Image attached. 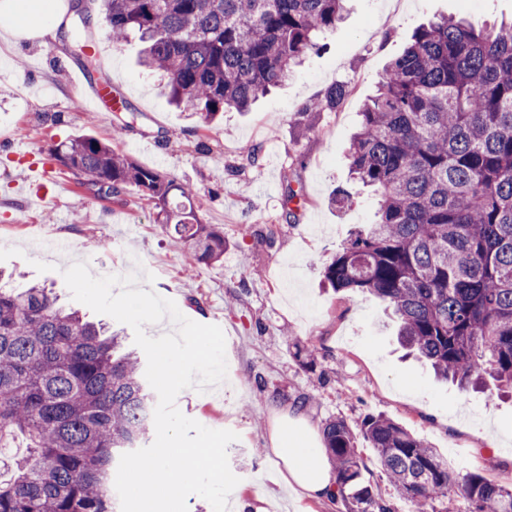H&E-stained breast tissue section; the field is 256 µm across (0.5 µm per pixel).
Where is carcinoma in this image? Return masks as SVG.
I'll return each mask as SVG.
<instances>
[{
	"mask_svg": "<svg viewBox=\"0 0 512 512\" xmlns=\"http://www.w3.org/2000/svg\"><path fill=\"white\" fill-rule=\"evenodd\" d=\"M112 43L136 36L140 65L206 129L246 112L301 66L343 20L347 0H99ZM337 83L301 113L334 109ZM114 135L135 117L118 103ZM80 187L120 199L140 187L190 264L224 257V233L195 213L198 190L140 166L91 134L49 149ZM349 172L376 196L378 221L323 267L336 291L386 303L400 343L460 389L491 378L512 389V21L476 29L441 17L419 27L361 112ZM156 392L120 333L58 305L47 287L0 276V450L27 454L0 481V512H115L111 472L153 425ZM360 432L400 496L420 512L463 498L472 512H512V488L457 475L399 423L367 416ZM346 512H393L362 481L357 435L323 428Z\"/></svg>",
	"mask_w": 512,
	"mask_h": 512,
	"instance_id": "carcinoma-1",
	"label": "carcinoma"
}]
</instances>
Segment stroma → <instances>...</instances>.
Listing matches in <instances>:
<instances>
[{
  "instance_id": "obj_1",
  "label": "stroma",
  "mask_w": 512,
  "mask_h": 512,
  "mask_svg": "<svg viewBox=\"0 0 512 512\" xmlns=\"http://www.w3.org/2000/svg\"><path fill=\"white\" fill-rule=\"evenodd\" d=\"M78 2L85 36L98 50L91 80L118 89L138 115L118 150L197 186V216L223 231L224 258L185 271L140 188L127 187L119 200L97 196L74 187L72 175L53 164L52 145L84 133L111 139L115 117L81 108L87 90L68 73L82 62L62 37L0 44V269L53 288L70 307L63 272L73 262H87L97 277L119 273L132 257L145 272L140 289L173 300L193 321L219 323L228 365L222 402L190 388L176 405L206 427L237 434L227 448L239 478L230 501L264 512H344L286 487L270 451L276 411L304 415L318 431L334 418L354 428L380 415L436 448L456 473L512 484V394L492 383L462 391L438 381L405 356L383 302L334 291L323 280L324 264L375 220L368 192L344 209L332 198L352 187L347 149L387 63L429 19L448 15L479 28L512 19V0H407V8L391 12L385 0H350L345 19L285 85L207 130L169 104L157 78L142 73L137 41L113 48L97 0ZM338 82L349 93L336 110L301 115ZM17 139L28 144L31 162L51 169L47 205L15 185ZM255 147L257 172L245 166ZM294 193L300 203H290Z\"/></svg>"
}]
</instances>
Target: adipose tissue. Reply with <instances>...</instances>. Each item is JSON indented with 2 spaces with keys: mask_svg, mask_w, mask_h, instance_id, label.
Wrapping results in <instances>:
<instances>
[{
  "mask_svg": "<svg viewBox=\"0 0 512 512\" xmlns=\"http://www.w3.org/2000/svg\"><path fill=\"white\" fill-rule=\"evenodd\" d=\"M0 15L11 17L12 23L5 32L15 41L25 34L53 39L62 34L63 15L47 12L41 0H29L25 8L20 0H0ZM270 444L272 454L283 465L284 480L291 489L318 501L334 495L336 475L315 429L305 418L284 416Z\"/></svg>",
  "mask_w": 512,
  "mask_h": 512,
  "instance_id": "obj_1",
  "label": "adipose tissue"
}]
</instances>
